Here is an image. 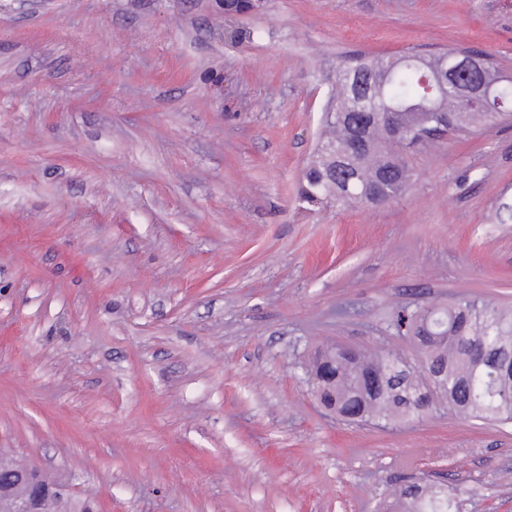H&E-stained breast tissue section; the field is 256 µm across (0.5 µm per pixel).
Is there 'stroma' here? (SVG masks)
Wrapping results in <instances>:
<instances>
[{
  "mask_svg": "<svg viewBox=\"0 0 512 512\" xmlns=\"http://www.w3.org/2000/svg\"><path fill=\"white\" fill-rule=\"evenodd\" d=\"M487 53L512 0H0V448L96 512H375L415 476L512 512V425L349 424L302 367L406 350L399 306L512 309V124L300 198L336 71Z\"/></svg>",
  "mask_w": 512,
  "mask_h": 512,
  "instance_id": "obj_1",
  "label": "stroma"
}]
</instances>
